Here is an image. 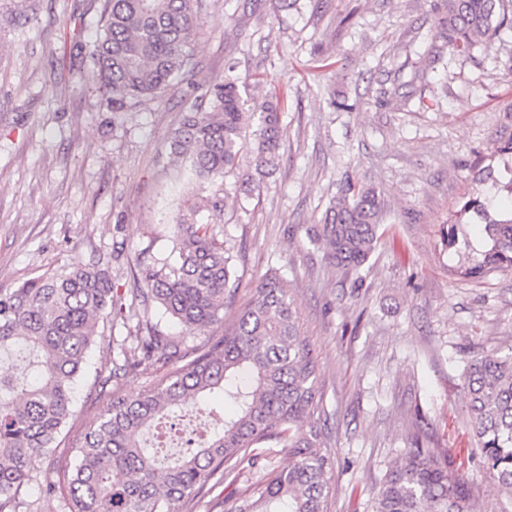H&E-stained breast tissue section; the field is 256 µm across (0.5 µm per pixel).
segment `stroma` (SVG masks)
I'll use <instances>...</instances> for the list:
<instances>
[{
    "label": "stroma",
    "instance_id": "obj_1",
    "mask_svg": "<svg viewBox=\"0 0 512 512\" xmlns=\"http://www.w3.org/2000/svg\"><path fill=\"white\" fill-rule=\"evenodd\" d=\"M439 0H204L191 45V84L113 112L87 77L103 0H0V291L59 267L99 264L124 303L136 260L168 254L173 221L194 194L169 143L206 86L234 73L250 97L285 95L279 163L259 196L228 202L220 220L239 286L210 337L221 338L254 297L257 273L280 268L321 371L328 512H371L390 466L413 441L445 457L472 486L476 512H512L485 470L468 414L465 369L512 352V271L456 276L485 239L463 205L476 163L512 182V28L478 39L472 56L439 49ZM36 15L37 24L25 23ZM343 108L333 107V100ZM378 188L384 232L359 273L333 271L308 231L345 177ZM457 224L468 247H447ZM135 321L105 327L51 453L31 463L26 500L59 482L70 443L112 393L159 378L149 365L95 384L132 344ZM271 440L180 512H228L240 490L286 468Z\"/></svg>",
    "mask_w": 512,
    "mask_h": 512
}]
</instances>
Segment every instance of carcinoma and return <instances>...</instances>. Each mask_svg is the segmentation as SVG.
Segmentation results:
<instances>
[{
	"label": "carcinoma",
	"mask_w": 512,
	"mask_h": 512,
	"mask_svg": "<svg viewBox=\"0 0 512 512\" xmlns=\"http://www.w3.org/2000/svg\"><path fill=\"white\" fill-rule=\"evenodd\" d=\"M199 0H104L101 29L92 45L91 78L112 111L124 112L142 99L158 97L191 81L190 44L197 28ZM512 26L504 0H441L439 38L468 55L476 38ZM257 119L253 141L246 127ZM282 129L281 97L274 92L246 107L239 80L227 76L207 87L201 103L184 113L170 152L184 163L188 183L214 190L179 213L170 253L138 263L143 288L133 309L135 344L121 346V361L97 373L107 385L142 365L165 368L142 393H115L96 427L69 448L63 484L42 490L65 499L68 512H179L212 488L224 470L240 464L250 449L277 440L290 450L286 469L271 470L245 490L233 512H327L331 457L321 451L317 389L318 356L298 326L293 301L280 270L258 275L254 299L233 327L191 355L181 340L165 336L154 321L158 304L191 334L222 320L224 299L236 281L232 246L219 239L216 217L230 195L251 198L260 180L276 168ZM249 150L253 171L237 176L233 191L224 176ZM475 198L466 208L487 241L483 261L457 273L475 277L512 270V211L491 214ZM381 192L346 178L311 228L327 263L346 275L358 271L375 250L384 225ZM126 318L112 283L97 265L47 271L17 288L0 292V352L21 346L33 354V381L0 371V512L30 510L21 496L31 481L33 457L55 444L74 406V388L99 336L100 324ZM468 411L484 464L498 489L512 496V354L473 360L465 375ZM220 394L233 413L224 429L202 439L190 455L161 465L140 436L157 438L173 426L161 421L171 408H200ZM372 512H474L472 491L448 460L415 445L386 472Z\"/></svg>",
	"instance_id": "cac0c4a2"
}]
</instances>
